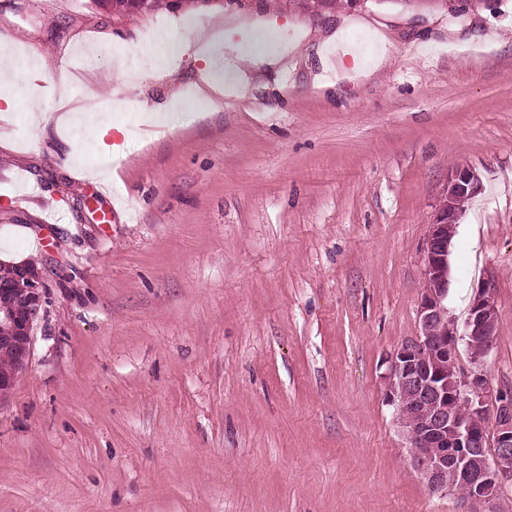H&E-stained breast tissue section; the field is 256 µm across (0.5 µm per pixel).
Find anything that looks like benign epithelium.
<instances>
[{
	"instance_id": "benign-epithelium-1",
	"label": "benign epithelium",
	"mask_w": 512,
	"mask_h": 512,
	"mask_svg": "<svg viewBox=\"0 0 512 512\" xmlns=\"http://www.w3.org/2000/svg\"><path fill=\"white\" fill-rule=\"evenodd\" d=\"M481 190L478 174L460 166L448 174V185L429 225L424 248L425 288L418 306V335L394 350L389 360L385 395L393 406L401 435L411 448L410 462L433 491L461 485L466 512H483L497 490L512 481V390H493L483 373L498 312L490 286L475 294L463 328L448 319V256L462 207L458 200ZM18 304L3 316L9 329L0 332V347L19 352L15 370L0 374V394L11 391L28 362L33 329L46 303L42 271L19 268ZM464 344L471 367L458 365ZM494 415V425L488 416Z\"/></svg>"
}]
</instances>
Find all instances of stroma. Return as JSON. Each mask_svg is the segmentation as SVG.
<instances>
[{"label":"stroma","mask_w":512,"mask_h":512,"mask_svg":"<svg viewBox=\"0 0 512 512\" xmlns=\"http://www.w3.org/2000/svg\"><path fill=\"white\" fill-rule=\"evenodd\" d=\"M213 24L224 65L207 71L185 45ZM245 28L259 62L242 69ZM146 55L157 67L125 97L161 131L132 132L116 159L59 122L92 100L128 123L118 63ZM0 56L45 114L38 130L0 116V262L36 263L47 286L0 397V512H463L414 473L385 382L467 165L483 189L453 238L448 318L491 283L483 370L512 387V0L458 19L398 0L123 18L0 0ZM360 0H289L297 8L307 12H319L323 9L342 10L358 7Z\"/></svg>","instance_id":"35a3bbf8"}]
</instances>
